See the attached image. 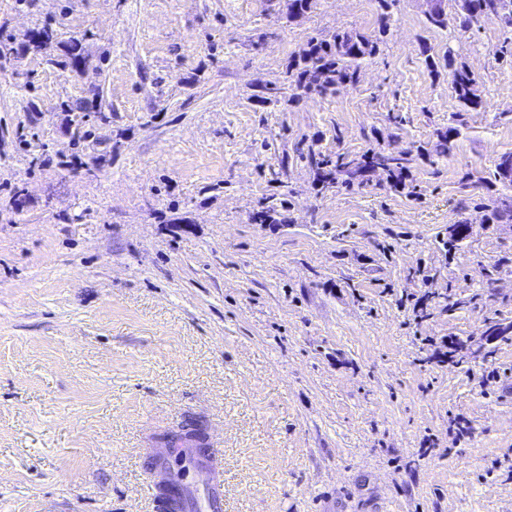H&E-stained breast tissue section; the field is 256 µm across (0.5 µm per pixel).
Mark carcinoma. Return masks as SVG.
<instances>
[{
  "label": "carcinoma",
  "instance_id": "1",
  "mask_svg": "<svg viewBox=\"0 0 512 512\" xmlns=\"http://www.w3.org/2000/svg\"><path fill=\"white\" fill-rule=\"evenodd\" d=\"M397 0H379L381 26L375 34L358 30H345L329 38L311 37L306 48L288 63V77L294 93L289 101L299 100L304 95L328 96L341 85L354 84L358 80L363 62L374 58L380 52L387 31L390 9ZM485 19H496L512 28V0H464L453 17H448L444 8L428 16L430 25L446 28L453 24L466 33ZM451 84L455 97L467 111L482 108L477 82L463 67L451 72ZM460 134V129L448 124L439 132L437 154L444 156L450 150L452 140ZM310 164L315 167L316 178L322 188L330 190L339 186L345 188L366 187L371 182V174L382 167L390 177L393 186L404 185V176L414 161L408 152H395L379 149L362 154L338 153L335 156H316L308 152ZM512 167V152L502 154L495 165L494 181L487 187V202L481 208L489 211L488 219L494 224L512 223V182L501 177L500 169ZM251 220L255 224L285 221L275 204L264 205L256 211Z\"/></svg>",
  "mask_w": 512,
  "mask_h": 512
}]
</instances>
